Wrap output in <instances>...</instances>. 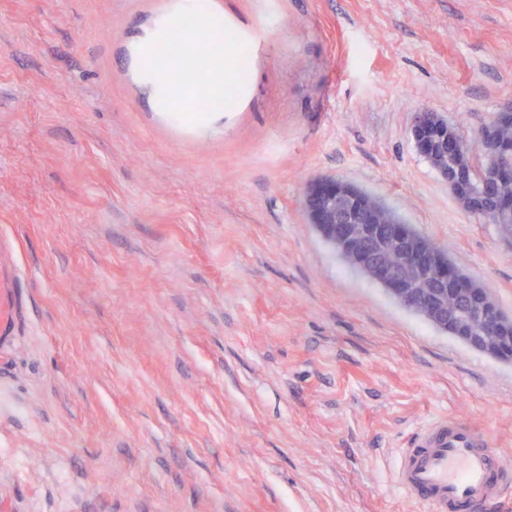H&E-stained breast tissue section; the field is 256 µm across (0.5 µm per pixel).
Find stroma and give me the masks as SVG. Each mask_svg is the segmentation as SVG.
<instances>
[{"instance_id":"35a3bbf8","label":"stroma","mask_w":512,"mask_h":512,"mask_svg":"<svg viewBox=\"0 0 512 512\" xmlns=\"http://www.w3.org/2000/svg\"><path fill=\"white\" fill-rule=\"evenodd\" d=\"M216 7L244 76L182 121L128 79L159 0H0V512H419L390 473L449 414L512 465V364L303 209L316 179L367 190L512 314V239L412 136L512 101V0Z\"/></svg>"}]
</instances>
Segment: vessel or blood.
I'll list each match as a JSON object with an SVG mask.
<instances>
[{
  "label": "vessel or blood",
  "instance_id": "1",
  "mask_svg": "<svg viewBox=\"0 0 512 512\" xmlns=\"http://www.w3.org/2000/svg\"><path fill=\"white\" fill-rule=\"evenodd\" d=\"M200 10L211 19L218 14L213 0L202 8L195 0H172L162 18L174 21ZM223 68L224 47L216 43L181 54L177 63L181 73L206 72V86L194 81L184 86L194 97L212 94ZM390 480L424 512H498L512 499V467L504 464L485 428L458 414L424 423L409 447L399 450Z\"/></svg>",
  "mask_w": 512,
  "mask_h": 512
}]
</instances>
